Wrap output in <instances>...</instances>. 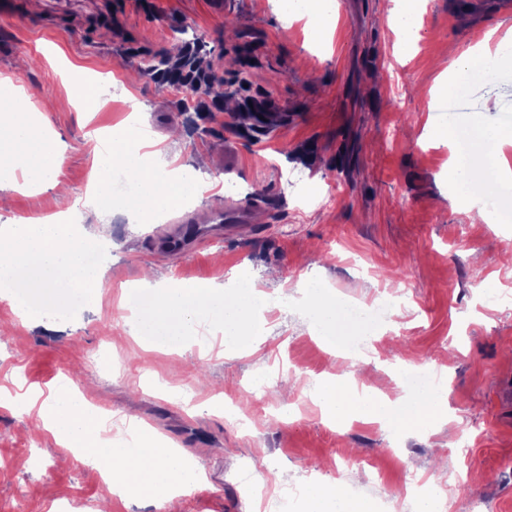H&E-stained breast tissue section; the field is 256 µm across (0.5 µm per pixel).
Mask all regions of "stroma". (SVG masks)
<instances>
[{"label": "stroma", "instance_id": "stroma-1", "mask_svg": "<svg viewBox=\"0 0 512 512\" xmlns=\"http://www.w3.org/2000/svg\"><path fill=\"white\" fill-rule=\"evenodd\" d=\"M391 0H337L331 40L277 0H12L0 13V78L23 86L17 109L39 113L59 139L56 179L72 195L90 189L97 135L121 146L131 117L146 118L166 159L191 166L198 154L208 188L183 207L132 224L111 216L105 279L96 311L74 300L64 312L29 306L28 324L0 302V512H98L101 472L50 433H29L21 398L49 396L71 379L105 410L112 436L130 422L153 429L202 468L201 485L172 502L136 491L112 512H304L307 475L342 480L377 504L398 494L405 473L435 479L447 512H512V409L498 392L512 376V224L472 221L485 201L448 179L451 148L434 128L474 130L475 120L512 127V66L493 80L462 77L454 113L430 95L440 66L454 65L490 29H512V0H425L409 60L395 54ZM235 34H226L225 23ZM193 48L199 68L218 72L208 110L187 105L162 71ZM496 98L497 110L484 109ZM246 208L232 234L213 216ZM54 189L17 190L0 225L55 212ZM207 237L183 252L165 235L178 219ZM166 287L266 281L270 305L250 346L226 349L207 306L187 350L137 343L118 315L126 288L142 278ZM338 298L389 303L374 329L352 326L359 351L339 355L297 303L302 284ZM404 292L402 303L394 295ZM113 345H106L105 336ZM438 376L448 417L393 431L354 420L333 425L313 393L325 379L362 376L397 400L401 365ZM211 384L200 389L198 369ZM223 396L220 415L201 411ZM468 472L458 486L456 472Z\"/></svg>", "mask_w": 512, "mask_h": 512}]
</instances>
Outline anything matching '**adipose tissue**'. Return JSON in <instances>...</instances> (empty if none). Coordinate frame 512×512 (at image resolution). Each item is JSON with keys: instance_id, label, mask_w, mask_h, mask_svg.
I'll use <instances>...</instances> for the list:
<instances>
[{"instance_id": "adipose-tissue-1", "label": "adipose tissue", "mask_w": 512, "mask_h": 512, "mask_svg": "<svg viewBox=\"0 0 512 512\" xmlns=\"http://www.w3.org/2000/svg\"><path fill=\"white\" fill-rule=\"evenodd\" d=\"M394 2L395 51L404 58L419 39L415 24L419 0ZM15 97L11 86H0V191L14 189L20 183L37 189L54 186L59 159L57 140L36 135L32 113L11 111L10 102ZM117 171L123 172L135 187L127 203L128 212L135 219L177 193L198 196L204 191L193 170H181L179 176L171 178L153 176L145 169L143 153L114 149L97 160L92 178L95 196L110 193L112 175ZM78 211V201L65 195L58 211L50 216L0 227V281L9 280L15 268L21 267L30 274V287L81 283L85 286V303L94 304L106 283L102 271L85 266L83 258L88 249L105 245L106 239L101 235L74 234L69 219ZM213 290L210 284L156 290L150 305L133 319V337L166 336L182 341ZM265 300L266 294L258 284L248 295L228 298L221 322L226 345H234L241 338ZM316 400L330 419L345 421L360 415L392 428L422 424L429 416L448 413L447 397L437 387L420 390L398 402L367 396L356 400L341 382L332 379L319 387ZM27 405L33 410L34 429L51 433L77 461L115 467L117 478L108 484L110 494L131 487L147 496L171 501L179 489L191 488L203 478L180 451L161 447L154 430L140 429L132 445L103 439L99 409L83 394L72 392L69 382H61L55 388L52 400L39 404L31 399ZM305 505L306 512H377L374 501L352 497L335 482L309 484Z\"/></svg>"}]
</instances>
